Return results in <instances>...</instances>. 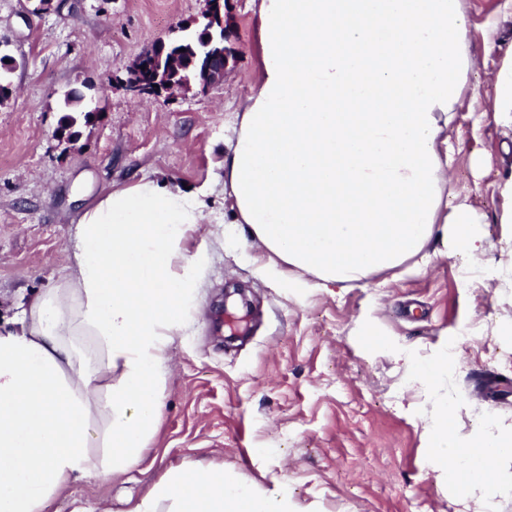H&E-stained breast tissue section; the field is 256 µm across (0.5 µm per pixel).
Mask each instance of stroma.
I'll use <instances>...</instances> for the list:
<instances>
[{"instance_id": "stroma-1", "label": "stroma", "mask_w": 512, "mask_h": 512, "mask_svg": "<svg viewBox=\"0 0 512 512\" xmlns=\"http://www.w3.org/2000/svg\"><path fill=\"white\" fill-rule=\"evenodd\" d=\"M0 0V52L17 67L0 104V327L66 273L65 250L87 193L144 174L211 187L216 223L199 313L175 336L161 425L140 464L118 479L80 480L45 512H122L184 461L224 467L247 486L279 487L287 512H512V495L466 492L441 478L424 425L436 404L418 369L446 364L462 441L512 425V278L465 281L460 256L325 291L273 272L233 221L224 153L258 79L250 0H229L235 61L207 91L133 98L117 79L144 49L178 37L204 0ZM471 72L448 128L449 192L487 216L495 268L512 266V224L499 176L503 130L491 111L512 0H462ZM99 107L71 148L58 144L69 93ZM251 303L248 334L225 342L224 293Z\"/></svg>"}]
</instances>
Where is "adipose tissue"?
Listing matches in <instances>:
<instances>
[{"label":"adipose tissue","mask_w":512,"mask_h":512,"mask_svg":"<svg viewBox=\"0 0 512 512\" xmlns=\"http://www.w3.org/2000/svg\"><path fill=\"white\" fill-rule=\"evenodd\" d=\"M259 78L224 156L234 221L298 276L349 287L426 265L482 263L491 244L467 199L445 195L446 130L470 58L461 0H257ZM209 188L144 175L86 203L67 276L0 331V512H44L74 481L126 473L162 417L173 336L197 310ZM444 398L435 461L466 486L502 469L512 429L462 444ZM126 512H284L279 489L181 463Z\"/></svg>","instance_id":"1"}]
</instances>
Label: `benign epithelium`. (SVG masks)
<instances>
[{
	"mask_svg": "<svg viewBox=\"0 0 512 512\" xmlns=\"http://www.w3.org/2000/svg\"><path fill=\"white\" fill-rule=\"evenodd\" d=\"M226 0H206V7L185 29L195 27L203 31L205 46L219 39L226 43L232 34L224 21ZM175 46L156 42L142 51L126 68L124 86L136 96L156 95L162 92L170 97L178 96L195 85L200 91L224 80L230 56V48L209 52L203 63L183 62Z\"/></svg>",
	"mask_w": 512,
	"mask_h": 512,
	"instance_id": "obj_1",
	"label": "benign epithelium"
}]
</instances>
